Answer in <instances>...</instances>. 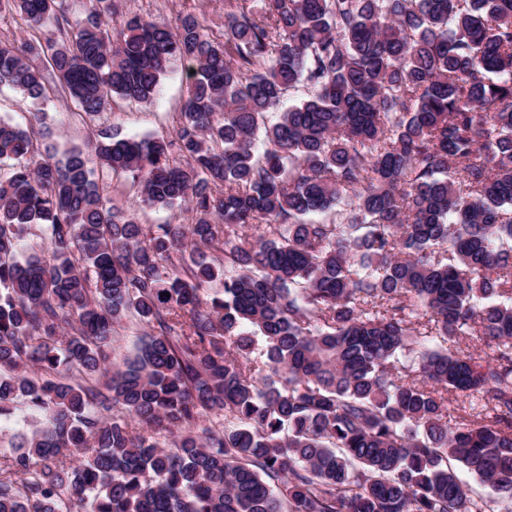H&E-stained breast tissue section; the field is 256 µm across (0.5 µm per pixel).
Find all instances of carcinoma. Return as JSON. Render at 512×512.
Segmentation results:
<instances>
[{"label":"carcinoma","mask_w":512,"mask_h":512,"mask_svg":"<svg viewBox=\"0 0 512 512\" xmlns=\"http://www.w3.org/2000/svg\"><path fill=\"white\" fill-rule=\"evenodd\" d=\"M123 4L0 0L25 24L0 85L38 112L193 70L174 143L105 127L58 157L0 120V423L34 425L0 512H487L454 461L512 500V0H227L219 43ZM98 169L194 223L113 211ZM144 330L143 325L136 319H127L123 324V328L119 331V336L112 344V359L121 360L123 357L131 354Z\"/></svg>","instance_id":"obj_1"}]
</instances>
